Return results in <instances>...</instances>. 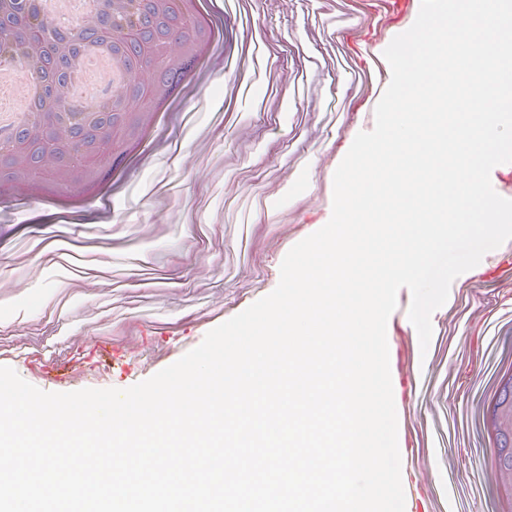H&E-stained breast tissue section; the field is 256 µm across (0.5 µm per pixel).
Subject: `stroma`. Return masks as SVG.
Masks as SVG:
<instances>
[{
  "label": "stroma",
  "instance_id": "obj_1",
  "mask_svg": "<svg viewBox=\"0 0 512 512\" xmlns=\"http://www.w3.org/2000/svg\"><path fill=\"white\" fill-rule=\"evenodd\" d=\"M421 0H222L206 70L72 211L0 193V366L47 392L125 389L272 292L330 219L333 174L372 130L383 56ZM387 324L405 512H497L487 432L512 378V240L457 277L421 348Z\"/></svg>",
  "mask_w": 512,
  "mask_h": 512
}]
</instances>
